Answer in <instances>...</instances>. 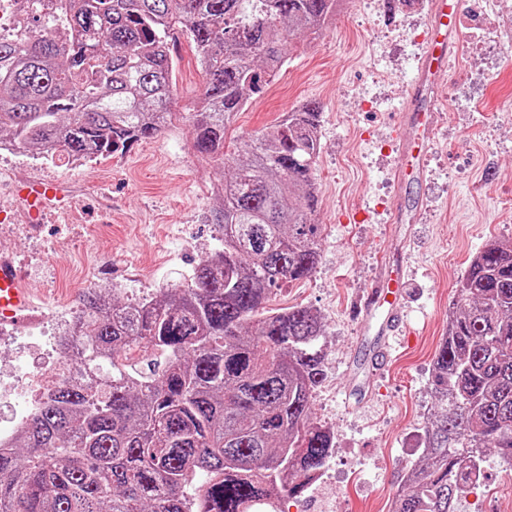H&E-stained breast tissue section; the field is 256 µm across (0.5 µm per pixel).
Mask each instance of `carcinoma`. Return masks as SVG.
<instances>
[{"instance_id":"carcinoma-1","label":"carcinoma","mask_w":512,"mask_h":512,"mask_svg":"<svg viewBox=\"0 0 512 512\" xmlns=\"http://www.w3.org/2000/svg\"><path fill=\"white\" fill-rule=\"evenodd\" d=\"M27 0L23 37L0 36V135L44 158L122 154L173 125V42L205 75L193 148L224 159L227 126L269 85L286 50L320 36L340 0ZM322 108L308 101L247 145L224 179L222 248L189 283L123 304L88 290L80 363L0 448V512H284L335 447L311 416L324 380L323 324L310 307L267 309L320 260ZM163 354L157 368L130 350ZM436 409L390 512H456L488 449L512 463V240H491L456 285L431 378ZM204 489L191 492L197 476Z\"/></svg>"}]
</instances>
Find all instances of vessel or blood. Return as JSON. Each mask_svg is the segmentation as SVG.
Instances as JSON below:
<instances>
[{
	"instance_id": "1",
	"label": "vessel or blood",
	"mask_w": 512,
	"mask_h": 512,
	"mask_svg": "<svg viewBox=\"0 0 512 512\" xmlns=\"http://www.w3.org/2000/svg\"><path fill=\"white\" fill-rule=\"evenodd\" d=\"M459 0H430V18L427 26L426 48L411 81L405 104L398 114L399 126L409 129L406 137H397L394 172L403 184H421L427 178V152L443 119L438 109L436 91L445 81L448 59L456 55L461 33L458 25ZM31 200L29 214L38 218L42 202L55 200L58 188L52 183L30 184L27 192ZM426 201L414 197L408 204L394 211L398 224L416 223ZM404 283L403 268L383 263L366 298L358 306V318L363 327H377L382 341L375 357L383 363L389 356L391 338L402 325L400 298ZM32 294L24 288L13 265L0 259V319L16 317L30 308Z\"/></svg>"
}]
</instances>
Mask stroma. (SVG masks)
I'll return each instance as SVG.
<instances>
[{"label":"stroma","instance_id":"35a3bbf8","mask_svg":"<svg viewBox=\"0 0 512 512\" xmlns=\"http://www.w3.org/2000/svg\"><path fill=\"white\" fill-rule=\"evenodd\" d=\"M489 2L479 29L462 26L471 54L452 59L438 90L444 118L420 188L426 208L410 231L407 329L368 399L352 391L351 362L374 336L362 332L353 306L381 262L398 253L392 216L404 189L389 145L422 53L429 0L404 10L347 0L318 40L295 46L279 79L226 132L225 152L237 159L284 112L310 100L323 108L315 166L321 258L308 280L278 291L271 305L309 306L323 319L326 377L311 412L333 431L336 448L287 512H389L435 406L431 373L455 285L488 241L512 239V0ZM174 65L173 109L181 118L155 139L93 161L47 160L32 150L0 155V253L38 288L36 311L61 304L77 315L91 288L136 301L187 283L220 248L215 214L225 169L192 148L187 115L203 76L187 39ZM27 181L66 186V210L47 209L40 223H29L16 194ZM483 474L457 512H512V465L492 452Z\"/></svg>","mask_w":512,"mask_h":512}]
</instances>
